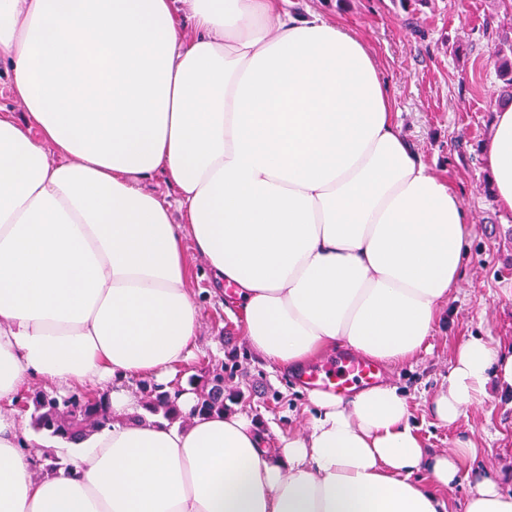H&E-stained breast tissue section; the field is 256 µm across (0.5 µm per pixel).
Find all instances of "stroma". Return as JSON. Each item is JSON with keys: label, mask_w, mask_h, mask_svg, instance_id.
<instances>
[{"label": "stroma", "mask_w": 512, "mask_h": 512, "mask_svg": "<svg viewBox=\"0 0 512 512\" xmlns=\"http://www.w3.org/2000/svg\"><path fill=\"white\" fill-rule=\"evenodd\" d=\"M294 2L298 11L365 37L402 134L430 167L448 177L471 217L461 279L429 338L431 351L380 370L382 381L407 397L410 423L430 453L450 452L460 438L475 443L476 457L465 462L464 477L448 493L449 512H463L471 481L489 477L512 485V394H494L448 425L434 410L463 340L483 336L512 349V213L496 204L481 151L502 86L496 66L501 44L494 34L512 37V0H428L410 26L397 0ZM192 286L202 328L190 369H177L170 385L187 384L208 366L231 368L224 390L239 397L226 402V411L245 412L273 441L304 432L310 388L303 377L318 359L294 371L268 368L249 348L240 321L226 311L232 288L213 294L209 271L199 260Z\"/></svg>", "instance_id": "obj_1"}]
</instances>
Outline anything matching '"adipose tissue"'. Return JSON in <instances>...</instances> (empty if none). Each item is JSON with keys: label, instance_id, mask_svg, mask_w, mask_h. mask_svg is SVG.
Wrapping results in <instances>:
<instances>
[{"label": "adipose tissue", "instance_id": "adipose-tissue-1", "mask_svg": "<svg viewBox=\"0 0 512 512\" xmlns=\"http://www.w3.org/2000/svg\"><path fill=\"white\" fill-rule=\"evenodd\" d=\"M291 0H0V406L26 376L108 387L112 422L54 452L0 414V512H448L472 440L430 455L407 399L314 390L271 448L244 413L145 416L124 383L194 356L191 256L230 286L280 368L345 348L387 367L429 350L469 215L401 134L364 38ZM189 18L194 36L181 23ZM512 212V104L482 147ZM163 174L174 197L150 189ZM512 392V355L459 347L435 399L454 423ZM465 512H512L474 482Z\"/></svg>", "mask_w": 512, "mask_h": 512}]
</instances>
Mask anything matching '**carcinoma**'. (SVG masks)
Listing matches in <instances>:
<instances>
[{
	"instance_id": "1",
	"label": "carcinoma",
	"mask_w": 512,
	"mask_h": 512,
	"mask_svg": "<svg viewBox=\"0 0 512 512\" xmlns=\"http://www.w3.org/2000/svg\"><path fill=\"white\" fill-rule=\"evenodd\" d=\"M498 72L504 83L503 101L512 102V58L499 59ZM142 406L153 415L167 419L179 417V392L155 383L144 382L140 386ZM108 399L100 396L90 406L84 397L48 396L35 394L30 409V425L37 434L77 443L99 431L109 421L106 409ZM224 410V370L209 373L199 388L195 411L200 414Z\"/></svg>"
}]
</instances>
